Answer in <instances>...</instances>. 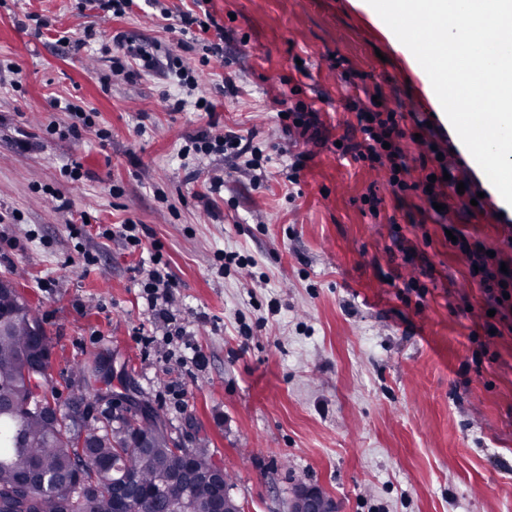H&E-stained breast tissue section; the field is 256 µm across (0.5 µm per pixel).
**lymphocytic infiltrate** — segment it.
Returning <instances> with one entry per match:
<instances>
[{
    "label": "lymphocytic infiltrate",
    "instance_id": "1",
    "mask_svg": "<svg viewBox=\"0 0 512 512\" xmlns=\"http://www.w3.org/2000/svg\"><path fill=\"white\" fill-rule=\"evenodd\" d=\"M155 18L171 21V29L179 35L180 53L159 54L157 46L133 43L120 30L110 35L96 36L93 31H85L83 37H73L65 31L59 35L60 44L77 43L84 46L91 41H99L100 52H110L118 48V55H113L112 71L116 74L130 73L138 69L143 73L156 70L163 71L171 84L182 91V98L174 100L173 111H182L186 105H193L196 111L208 114L207 127L199 134L189 137L182 147L183 155L196 157L219 154L231 164L242 163L247 168L258 169L261 164L260 153L252 136H245L231 129L218 130L213 119L214 105L206 93L200 91L195 66L188 61L187 52L201 49V63L223 61L224 28L218 25L211 14L183 12L172 14L163 0H144ZM274 106L280 107L283 114L282 125L290 134L304 142H316L322 138V124L318 111L312 105L302 101H292L288 97H277ZM345 107L356 115V125L348 128L339 137L336 148L339 157L361 163L372 168L383 167L388 171V182L394 195L412 193L433 204L441 198L458 200L456 215L461 223H468L471 215L473 190L458 192V177L452 176V166L446 161H439L432 168V178L408 181V155L403 145L406 130L402 125L404 113L382 106L370 107L361 99H347ZM99 234L105 239L117 238L123 241L131 252L148 253L151 264L146 275L141 279L143 298L152 313L153 327L162 331L164 337L184 335V328H173V314L170 290L174 286L168 271V263L160 252H147L139 225L126 222L118 228L103 227ZM457 248L465 255L471 267L469 276L482 293V308L489 311L484 330H495L497 335L512 333V273L501 270L498 258L488 256L481 250L479 243L469 241L465 236H458Z\"/></svg>",
    "mask_w": 512,
    "mask_h": 512
}]
</instances>
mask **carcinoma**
Masks as SVG:
<instances>
[{
	"label": "carcinoma",
	"mask_w": 512,
	"mask_h": 512,
	"mask_svg": "<svg viewBox=\"0 0 512 512\" xmlns=\"http://www.w3.org/2000/svg\"><path fill=\"white\" fill-rule=\"evenodd\" d=\"M0 309L12 314L8 328L0 332V394L9 397L23 391V401L0 416V512H112V466L133 476L147 492L160 472L182 466L181 456L170 447L166 422L148 407L113 427L87 419L74 426L65 409L57 414L49 410L48 396L56 391L54 378L24 373V360L38 343L49 344V337L24 296L1 289ZM71 376L94 394L100 393L98 362L77 365ZM133 421L140 432L152 437L153 447L114 446ZM192 454L203 477L193 488L195 499L203 505L221 490L230 493L232 477L224 468L201 449ZM34 471L55 482L34 484L18 494L19 479Z\"/></svg>",
	"instance_id": "carcinoma-1"
}]
</instances>
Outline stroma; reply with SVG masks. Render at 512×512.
<instances>
[{"label": "stroma", "mask_w": 512, "mask_h": 512, "mask_svg": "<svg viewBox=\"0 0 512 512\" xmlns=\"http://www.w3.org/2000/svg\"><path fill=\"white\" fill-rule=\"evenodd\" d=\"M230 63L201 66L220 126L254 136L270 161L261 180L223 156L182 157L202 126L170 111L159 74L112 75L105 55L56 43L70 29L125 31L175 48L141 10L112 21L76 0H0V276L12 278L52 339L60 401L77 395L76 363L102 355L124 389L93 404L109 417L144 403L173 438L204 448L233 478L241 512H282L296 485L318 486L338 512H512V334L483 331L481 292L446 232L512 264L494 193L459 224L423 217L418 196L392 194L384 172L338 157L356 122L346 96L367 87L406 126L436 114L417 68L360 0H210ZM52 29L24 27L27 13ZM342 67H334V59ZM233 76L238 96L218 94ZM295 93L320 112L322 139L293 143L272 96ZM68 99L95 111L108 145L67 135ZM56 124L59 134L44 132ZM310 158L289 183L283 153ZM80 161L86 175L61 168ZM224 185L211 191L210 179ZM376 191L370 212L362 198ZM70 201L59 209L58 199ZM134 221L169 263L183 341L139 340L152 316L138 255L98 225ZM84 223L75 240L71 225ZM83 244L98 258L84 265ZM236 251L243 268L219 272ZM418 288L404 292L409 280ZM201 364L185 362L187 349Z\"/></svg>", "instance_id": "35a3bbf8"}]
</instances>
